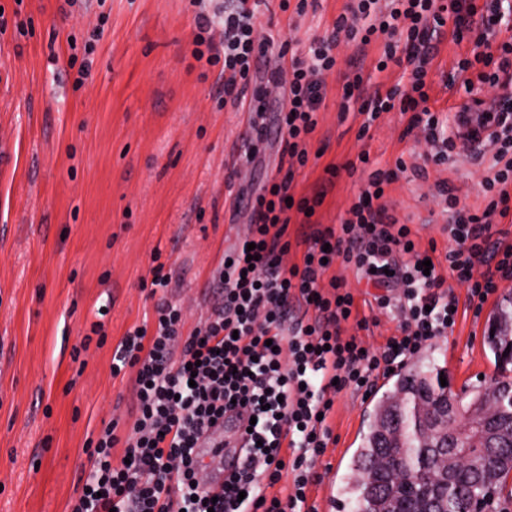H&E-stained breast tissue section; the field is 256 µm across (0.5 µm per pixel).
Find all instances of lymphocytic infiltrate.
I'll use <instances>...</instances> for the list:
<instances>
[{"label":"lymphocytic infiltrate","instance_id":"obj_1","mask_svg":"<svg viewBox=\"0 0 512 512\" xmlns=\"http://www.w3.org/2000/svg\"><path fill=\"white\" fill-rule=\"evenodd\" d=\"M267 0H224L221 17L195 16L192 56L218 67L224 101L249 115L256 137L279 136L280 172L256 192H240L251 212L246 234L225 250L212 276L215 301L208 317L184 331L179 308L155 307L153 324L129 329L117 344L111 372L135 373L136 420L127 436L110 422L84 453L89 467L68 512H317L310 500L312 470L336 438L335 398L344 390L372 391L379 378L407 357L452 332L461 312L480 313L502 284L512 285V242L494 238L493 225L512 222V0H346L324 34L301 41L292 34L258 36ZM470 52L445 78L471 90L478 69L491 99L454 118L428 106L437 46L443 38ZM358 50L341 85L340 119L369 139L384 114L406 118L404 135L422 133L426 161L445 164L459 155L487 163L483 209L461 201L446 180L434 197L449 221L445 251L421 249L417 231L400 222L385 198L407 170L404 159L376 166L369 151L345 165L325 164L312 193L297 195L295 176L324 149L311 144L324 110L326 79L341 46ZM267 59L268 80L285 104L268 118L266 91L254 86L256 63ZM368 169L339 223L312 216L324 204L341 169ZM296 236H289L291 221ZM255 260H248V253ZM431 261L424 270L423 261ZM379 288L378 310L403 321L378 347L359 333L362 314L335 266ZM465 285V298L448 288ZM356 333H348L347 324ZM255 417L243 432L241 462L221 488L199 483L200 438L226 415ZM121 448L123 462L112 459ZM294 474L288 495L276 491L284 470Z\"/></svg>","mask_w":512,"mask_h":512}]
</instances>
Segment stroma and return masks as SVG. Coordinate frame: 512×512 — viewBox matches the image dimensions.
<instances>
[{"instance_id": "stroma-1", "label": "stroma", "mask_w": 512, "mask_h": 512, "mask_svg": "<svg viewBox=\"0 0 512 512\" xmlns=\"http://www.w3.org/2000/svg\"><path fill=\"white\" fill-rule=\"evenodd\" d=\"M195 12L191 0H0V138L14 154L0 170V512H67L89 439L113 420L127 435L135 420V374L115 378L110 366L126 331L155 319L156 300L142 287L153 254L172 274L167 300L192 330L213 302V271L250 222L248 210L234 208L237 193L277 172L275 140L245 161V114L225 107L217 68L191 55ZM96 27L90 76L79 87L69 57ZM467 50L449 38L440 44L431 108L452 114L485 99L478 81L469 94L443 87L442 74ZM341 83L338 72L326 79L317 138L327 159L342 163L365 147L388 167L400 154L427 153L425 142L403 138L394 112L360 144L338 118ZM484 175L464 158L432 165L424 175L407 172L389 200L400 221L442 247L447 218L428 195V178L450 179L461 199L479 206ZM364 178L341 172L317 220L338 223ZM511 297L512 288L499 289L479 316L426 348L451 388L492 375L484 338ZM104 304L110 312L102 317ZM98 322L102 344L90 338ZM374 402L360 392L337 396L336 443L311 488L318 512H339Z\"/></svg>"}]
</instances>
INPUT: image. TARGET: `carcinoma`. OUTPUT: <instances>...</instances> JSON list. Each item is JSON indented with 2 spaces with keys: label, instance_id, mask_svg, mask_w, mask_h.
Listing matches in <instances>:
<instances>
[{
  "label": "carcinoma",
  "instance_id": "1",
  "mask_svg": "<svg viewBox=\"0 0 512 512\" xmlns=\"http://www.w3.org/2000/svg\"><path fill=\"white\" fill-rule=\"evenodd\" d=\"M494 335L487 336L486 346L501 363L502 352L512 340V309L495 312ZM441 370L431 361L420 359L402 369L391 387L382 392L369 413L367 429L360 435L350 468L364 472L379 453L392 460L389 473L350 479L342 495L350 503V512H422L433 500L447 512H468L473 500L487 501L512 475V439L495 443L492 448L454 449V478L451 484L432 486L426 480L436 449L424 448L416 433V403L437 399L446 394L440 383ZM505 426L512 425V377L504 380L501 393ZM388 423L401 430L399 444L389 448L381 439L382 425Z\"/></svg>",
  "mask_w": 512,
  "mask_h": 512
}]
</instances>
